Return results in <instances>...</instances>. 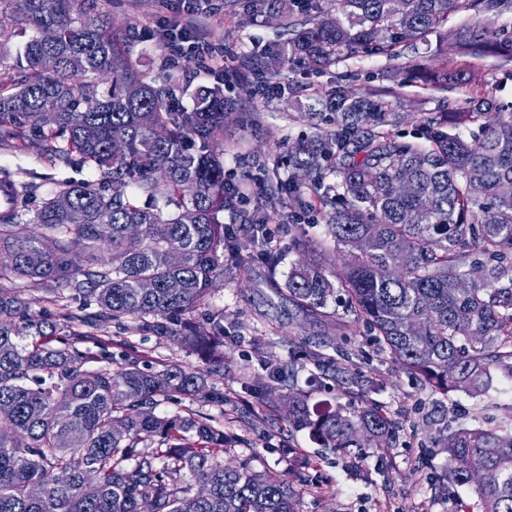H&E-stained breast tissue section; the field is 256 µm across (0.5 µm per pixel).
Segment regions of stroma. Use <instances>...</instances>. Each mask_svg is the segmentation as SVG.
<instances>
[{"label":"stroma","mask_w":512,"mask_h":512,"mask_svg":"<svg viewBox=\"0 0 512 512\" xmlns=\"http://www.w3.org/2000/svg\"><path fill=\"white\" fill-rule=\"evenodd\" d=\"M94 5L97 12L111 17L113 31L139 54L145 76L162 71L172 75L179 106L192 108V93L197 87L223 81L224 95L231 103L224 123V178L246 190L241 202L245 209L257 202L258 181L265 176L268 158L286 156L302 135L313 130L310 120L291 121V114L299 110L293 93L366 88L387 91L394 111L404 115L401 129L406 133L414 132L420 113L449 106L467 108L479 84L512 112V79L504 76L498 58L458 54L455 37L467 20L463 14L450 16L429 41L404 48L400 61L359 55L321 74L293 68L283 75L282 91L265 98L257 91V76L231 69L214 76L185 62H170L165 37L171 13L157 0H94ZM195 33L222 47L225 60L231 61L266 47L274 40L276 27L251 17L239 0H207ZM404 62L430 69H461L469 79L440 96L410 81L400 69ZM255 111L261 114L258 124L238 122V113ZM0 169L9 170L19 180H35L46 191L62 182L98 178L88 166L62 161L51 164L21 148L0 149ZM271 229L282 253L277 270L269 271L264 257H254L247 277L227 276L209 306L193 315L195 323L202 325L212 309L224 312V372L214 379L226 395L224 405H206L185 397L160 402L157 413L203 412L214 416L225 432L237 437L225 450V461L244 462L257 471L274 470L303 484L300 512H455L457 500L474 503L468 487L440 486L448 455L432 443L437 419L447 414L452 430L477 426L488 404L512 405V378L498 377L493 389L478 397L422 391L382 352L374 335L355 323L339 298L330 299L325 316L314 318L299 309L287 291L275 290V283L285 282L298 259L287 250L290 234L301 232L310 239H320L324 234L322 220L303 223L293 215L286 223H273ZM96 334L97 342L82 343L81 348L93 355L97 368L121 361L127 352L139 355L148 368L157 369L171 361L192 370L202 365L195 353L169 338L135 333L112 322L101 324ZM293 346L317 351L330 363L328 377L312 387L308 381L319 369L311 361L300 360L292 378L294 387L309 390L314 404L345 408L364 399L381 406L400 426L392 447L330 451L308 430L290 425L268 397L257 394V387L271 383L270 365L286 359Z\"/></svg>","instance_id":"35a3bbf8"}]
</instances>
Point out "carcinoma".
I'll list each match as a JSON object with an SVG mask.
<instances>
[{"instance_id": "obj_1", "label": "carcinoma", "mask_w": 512, "mask_h": 512, "mask_svg": "<svg viewBox=\"0 0 512 512\" xmlns=\"http://www.w3.org/2000/svg\"><path fill=\"white\" fill-rule=\"evenodd\" d=\"M254 16L290 31L296 0H245ZM304 27L269 51L237 60L277 85L294 64L322 72L358 55L400 58L448 16L479 19L457 33L460 54L512 63V31L489 32L512 0H306ZM0 145L20 141L49 160L98 170L59 184L22 223L37 185L4 178L11 206L0 210V280L41 287L54 301L96 306L81 325L104 319L180 341L206 368L161 371L127 354L116 369H89L88 353L51 345L58 318L34 316L21 292L0 285V512H300L301 490L270 471L220 461L231 438L206 414L158 415L162 400L192 396L224 404L209 383L224 372V313L200 329L191 315L208 304L225 270H248L264 248V225L290 206L326 220L324 239L288 240L301 256L288 296L321 317L340 292L355 321L422 389L483 395L512 376V112L484 89L463 112H424L407 140L403 117L375 92L314 94L326 127L288 151V181L268 176L265 204L237 208L224 180L220 84L202 86L191 111L175 106L163 77L147 82L140 60L109 19L78 0H0ZM412 80L444 92L464 73L413 65ZM334 177V182L326 179ZM230 223H224V217ZM246 233L231 231L233 224ZM341 260L339 272L328 265ZM468 287L448 294V281ZM296 350L270 371L279 405L325 447L383 448L395 423L361 401L344 409L309 404L291 388ZM446 478L468 486L480 512H512V407L492 426L440 429ZM498 478L475 484L470 457Z\"/></svg>"}]
</instances>
